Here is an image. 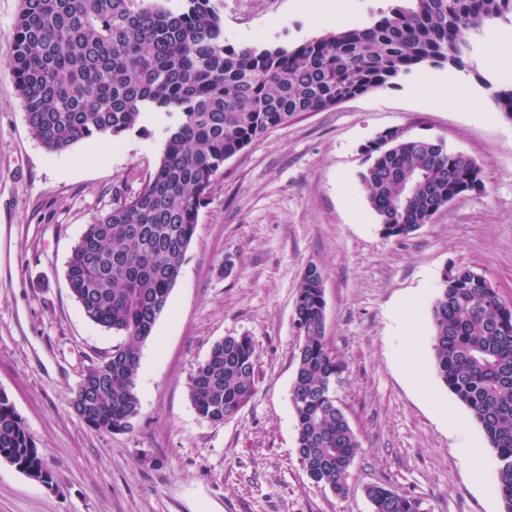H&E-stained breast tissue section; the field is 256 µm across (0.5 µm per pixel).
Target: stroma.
<instances>
[{"label": "stroma", "mask_w": 512, "mask_h": 512, "mask_svg": "<svg viewBox=\"0 0 512 512\" xmlns=\"http://www.w3.org/2000/svg\"><path fill=\"white\" fill-rule=\"evenodd\" d=\"M215 3L237 46L324 31L313 0ZM474 42L476 73L424 67L301 115L225 161L141 348L140 411L112 433L81 422L71 399L120 338L85 316L66 265L93 218L141 189L159 130L152 123L144 135L48 153L0 62V391L51 475L37 481L0 460V512H372V484L417 499L422 512H502L494 451L469 461L455 452L460 435H483L436 377L430 340L444 269L482 273L512 304V120L489 90L512 81V63L494 57L512 46V25L494 23ZM390 128L444 139L484 182L401 240L382 237L359 178L363 146ZM311 263L324 279L327 341L345 364L338 397L361 442L343 497L309 480L296 452L293 309ZM229 335L255 340L256 392L237 417L214 424L195 411L188 383Z\"/></svg>", "instance_id": "obj_1"}]
</instances>
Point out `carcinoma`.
<instances>
[{
	"label": "carcinoma",
	"instance_id": "cac0c4a2",
	"mask_svg": "<svg viewBox=\"0 0 512 512\" xmlns=\"http://www.w3.org/2000/svg\"><path fill=\"white\" fill-rule=\"evenodd\" d=\"M512 23V0H393L368 25L346 24L294 46L224 42L214 0H19L4 59L30 134L50 154L131 131L153 114L173 119L154 172L139 192L95 217L74 246L66 276L85 316L124 337L108 370L88 369L81 418L106 432L139 414L140 350L165 311L224 162L298 116L383 87L424 66L475 69L468 38ZM492 98L512 120V82ZM360 178L385 238L409 237L448 205L481 191L478 165L445 141L396 128L365 145ZM437 377L467 408L493 449L495 490L512 512V305L469 267L443 272L431 309ZM299 337L291 404L297 454L308 478L347 494L361 443L336 395L344 363L329 346L322 280L303 272L293 310ZM250 336L215 343L189 383L202 418L237 416L256 391ZM0 460L33 479L44 461L0 391ZM373 512H420L389 485L367 487Z\"/></svg>",
	"mask_w": 512,
	"mask_h": 512
}]
</instances>
